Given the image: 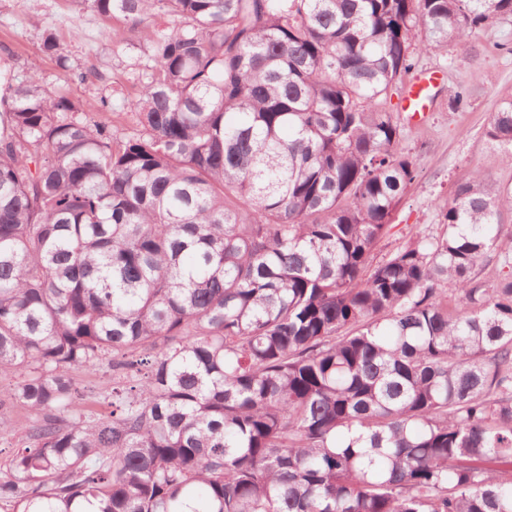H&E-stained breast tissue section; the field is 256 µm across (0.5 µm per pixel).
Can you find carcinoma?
I'll use <instances>...</instances> for the list:
<instances>
[{
    "mask_svg": "<svg viewBox=\"0 0 512 512\" xmlns=\"http://www.w3.org/2000/svg\"><path fill=\"white\" fill-rule=\"evenodd\" d=\"M83 2L172 22L130 132L0 70V512H512V187L374 256L418 176L393 92L512 0ZM485 137L512 163V100ZM74 389L88 411L107 415L112 407L107 405V396L112 392L115 382L112 368L107 361L93 371H76L72 375ZM12 430L1 433L0 431V464L3 466L9 456L21 447L20 436L28 424V414L21 406H15L9 413Z\"/></svg>",
    "mask_w": 512,
    "mask_h": 512,
    "instance_id": "cac0c4a2",
    "label": "carcinoma"
}]
</instances>
